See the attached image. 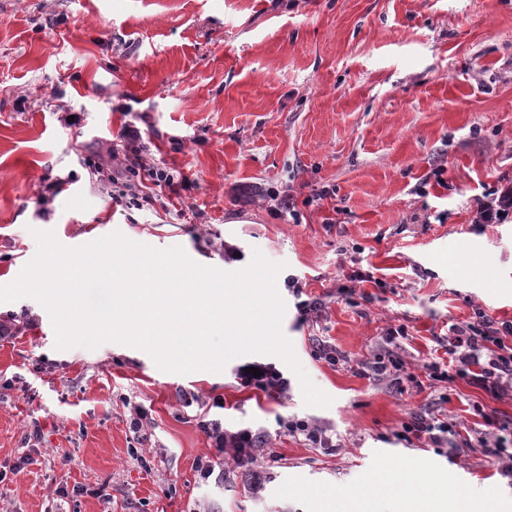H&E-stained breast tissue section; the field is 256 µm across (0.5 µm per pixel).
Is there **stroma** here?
Masks as SVG:
<instances>
[{
    "label": "stroma",
    "mask_w": 512,
    "mask_h": 512,
    "mask_svg": "<svg viewBox=\"0 0 512 512\" xmlns=\"http://www.w3.org/2000/svg\"><path fill=\"white\" fill-rule=\"evenodd\" d=\"M127 124L147 136L145 164L182 175L145 210L97 180ZM510 185L512 0H0V285L34 257L37 230L71 248L118 231L224 271L261 251L284 265L283 333L333 399L306 406L292 372L277 400L240 388L233 360L182 375L114 342L59 350L38 301L0 303L22 328L0 341V512H323L386 467L512 512L480 450L401 436L420 412L474 441L512 432V391L408 379L444 357L451 324L512 321V219L476 213ZM270 189L298 201V222ZM291 277L318 316L301 318ZM397 328L404 377L369 378L360 363ZM321 342L344 364L317 359ZM216 397L212 417L259 433L258 478L198 428ZM287 418L328 428L337 451L289 436ZM206 458L221 475L202 477Z\"/></svg>",
    "instance_id": "1"
}]
</instances>
